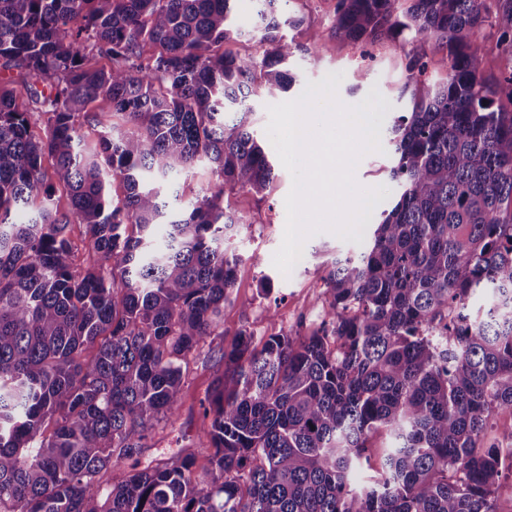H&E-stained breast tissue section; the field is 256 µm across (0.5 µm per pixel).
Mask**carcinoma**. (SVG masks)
Masks as SVG:
<instances>
[{
	"instance_id": "obj_1",
	"label": "carcinoma",
	"mask_w": 512,
	"mask_h": 512,
	"mask_svg": "<svg viewBox=\"0 0 512 512\" xmlns=\"http://www.w3.org/2000/svg\"><path fill=\"white\" fill-rule=\"evenodd\" d=\"M235 2L0 0V70L20 71L0 78V512H498L512 430L484 439L512 417V0H336L313 55L412 42V107L387 127L399 200L336 254L320 325L259 350L245 328L221 349L201 404L210 473L189 455L141 466L180 409L182 362L224 335V239L245 224L224 190L273 179L251 97L293 82L281 29L303 17L258 0L234 28ZM244 36L261 59L229 48ZM430 46L447 51L440 84ZM102 114L123 125L85 140ZM203 159L218 183L173 212L165 188ZM379 433L380 478L358 487Z\"/></svg>"
}]
</instances>
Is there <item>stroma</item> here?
Masks as SVG:
<instances>
[{
	"label": "stroma",
	"instance_id": "obj_1",
	"mask_svg": "<svg viewBox=\"0 0 512 512\" xmlns=\"http://www.w3.org/2000/svg\"><path fill=\"white\" fill-rule=\"evenodd\" d=\"M334 0H295L294 11L305 19L303 26L288 29L294 43H305L310 32L330 37ZM407 46L386 41L372 49L371 57H362L357 47L337 44L333 51L313 56L295 52L288 61L294 78L291 88L275 94L260 93L253 97L255 112L254 133L266 140L267 108L299 97L306 85L334 74L340 81L337 96L347 105H356L364 99H381L382 108L374 118L378 129H385L391 111H403L409 106L402 96L405 82ZM391 151L369 153L355 168V177L365 187H382L379 210L391 209L397 196L389 169ZM274 179L259 193L228 192L225 203L246 224L228 242V253L238 258L236 283L224 303L221 320L222 333L201 341L183 364V405L178 416L162 420L152 431L143 457L147 460L170 456L172 450H185L194 457V471L206 475L210 470L212 451L200 440L207 424L201 417L200 404L210 393L216 378L222 375L224 365L217 352L228 346L244 328L255 334L256 344H263L269 334L288 335L306 333L321 320L323 291L329 262L336 253L353 251L355 240H342L334 234L322 232L308 238L303 256L290 275H283L273 264V256L282 244L287 221L285 199L292 189L291 174L283 165H276ZM216 177L209 164L201 163L176 175L166 190L170 206L176 210H190L193 203L208 188L214 187Z\"/></svg>",
	"mask_w": 512,
	"mask_h": 512
}]
</instances>
